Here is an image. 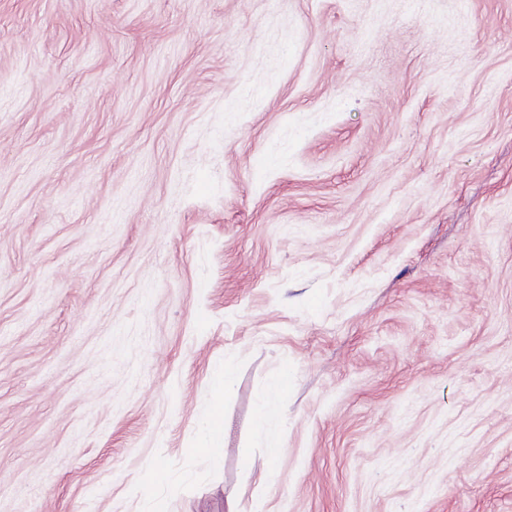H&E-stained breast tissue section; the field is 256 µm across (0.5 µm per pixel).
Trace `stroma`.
<instances>
[{
	"instance_id": "35a3bbf8",
	"label": "stroma",
	"mask_w": 512,
	"mask_h": 512,
	"mask_svg": "<svg viewBox=\"0 0 512 512\" xmlns=\"http://www.w3.org/2000/svg\"><path fill=\"white\" fill-rule=\"evenodd\" d=\"M0 512H512V0H0Z\"/></svg>"
}]
</instances>
